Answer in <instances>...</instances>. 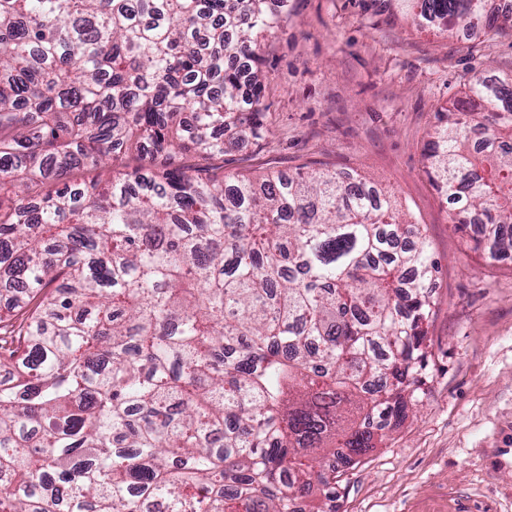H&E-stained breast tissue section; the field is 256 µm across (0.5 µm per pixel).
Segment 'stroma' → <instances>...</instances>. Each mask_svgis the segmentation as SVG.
<instances>
[{"label": "stroma", "mask_w": 512, "mask_h": 512, "mask_svg": "<svg viewBox=\"0 0 512 512\" xmlns=\"http://www.w3.org/2000/svg\"><path fill=\"white\" fill-rule=\"evenodd\" d=\"M261 69L268 133L207 159L217 175L358 173L426 227L438 263L433 378L404 424L346 475L339 512H512V260L448 222L425 172L436 114L477 72L512 73V36L414 29L390 0H286Z\"/></svg>", "instance_id": "35a3bbf8"}]
</instances>
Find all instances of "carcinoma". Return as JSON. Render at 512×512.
<instances>
[{"instance_id": "obj_1", "label": "carcinoma", "mask_w": 512, "mask_h": 512, "mask_svg": "<svg viewBox=\"0 0 512 512\" xmlns=\"http://www.w3.org/2000/svg\"><path fill=\"white\" fill-rule=\"evenodd\" d=\"M417 27L512 30L486 0ZM268 0H0V512H336L432 377L424 225L357 173L170 167L263 138ZM426 173L512 257V76L437 113ZM134 154L132 171L73 183Z\"/></svg>"}]
</instances>
